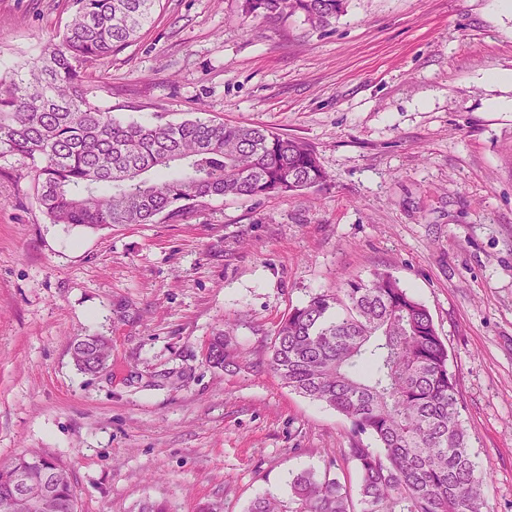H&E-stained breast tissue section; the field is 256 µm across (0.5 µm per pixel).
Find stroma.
Wrapping results in <instances>:
<instances>
[{
  "mask_svg": "<svg viewBox=\"0 0 512 512\" xmlns=\"http://www.w3.org/2000/svg\"><path fill=\"white\" fill-rule=\"evenodd\" d=\"M70 0H0V75L62 34ZM512 10L498 0H349L331 31L240 0H162L80 89L121 121L200 117L303 139L327 173L300 195L210 197L176 219L53 223L26 159L0 158V465L54 459L78 512H247L294 474L348 487L350 424L267 368L208 366L288 311L385 270L430 312L458 382L489 512H512ZM110 342L81 372L71 346Z\"/></svg>",
  "mask_w": 512,
  "mask_h": 512,
  "instance_id": "obj_1",
  "label": "stroma"
}]
</instances>
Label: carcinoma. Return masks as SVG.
Listing matches in <instances>:
<instances>
[{
  "label": "carcinoma",
  "mask_w": 512,
  "mask_h": 512,
  "mask_svg": "<svg viewBox=\"0 0 512 512\" xmlns=\"http://www.w3.org/2000/svg\"><path fill=\"white\" fill-rule=\"evenodd\" d=\"M160 0H73L64 31L41 55L0 77V157L28 160L39 208L57 224H153L206 197H268L321 184L314 147L252 124L189 119L121 122L76 90L87 71L139 38ZM255 19L300 17L325 31L348 0H242ZM213 367L269 368L283 385L351 426L344 455L359 473L352 496L331 468L294 474L289 494L254 499L248 512H482L460 420L448 349L427 308L387 272L347 278L283 318L254 359L222 332L209 337ZM92 342L72 347L89 370ZM22 454L0 467V502L12 497ZM26 468L47 512H77L68 472L40 456Z\"/></svg>",
  "instance_id": "obj_1"
}]
</instances>
